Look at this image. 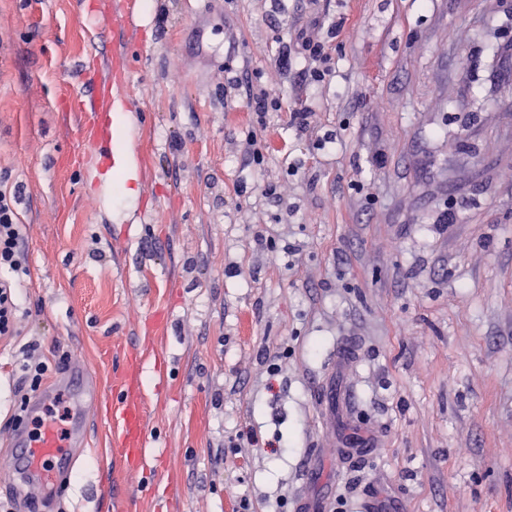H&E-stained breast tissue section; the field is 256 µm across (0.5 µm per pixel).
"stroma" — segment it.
Wrapping results in <instances>:
<instances>
[{"instance_id": "stroma-1", "label": "stroma", "mask_w": 512, "mask_h": 512, "mask_svg": "<svg viewBox=\"0 0 512 512\" xmlns=\"http://www.w3.org/2000/svg\"><path fill=\"white\" fill-rule=\"evenodd\" d=\"M112 2L0 0V180L31 268L0 458L29 334L99 394L50 374L84 413L78 460L53 502L0 472V507L512 512V0H129L126 22ZM308 26L321 83L291 44ZM118 48L116 166L62 106ZM259 92L281 103L260 165ZM129 375L162 455L134 470L106 409Z\"/></svg>"}]
</instances>
